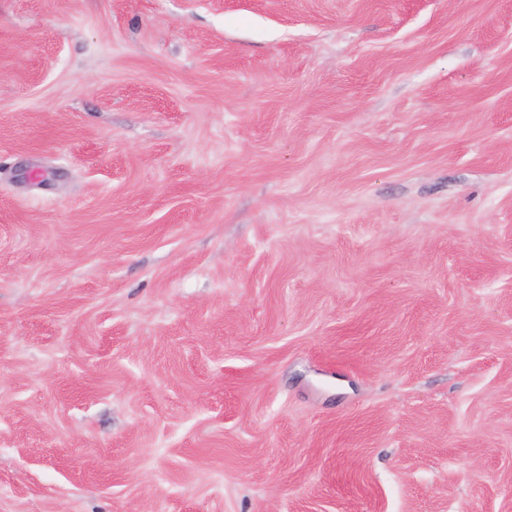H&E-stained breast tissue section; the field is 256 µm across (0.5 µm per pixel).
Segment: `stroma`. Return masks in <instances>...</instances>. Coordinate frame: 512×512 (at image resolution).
<instances>
[{"label": "stroma", "instance_id": "obj_1", "mask_svg": "<svg viewBox=\"0 0 512 512\" xmlns=\"http://www.w3.org/2000/svg\"><path fill=\"white\" fill-rule=\"evenodd\" d=\"M0 512H512V0H0Z\"/></svg>", "mask_w": 512, "mask_h": 512}]
</instances>
